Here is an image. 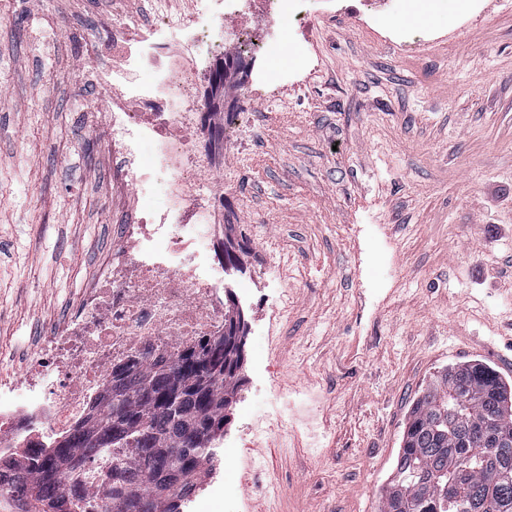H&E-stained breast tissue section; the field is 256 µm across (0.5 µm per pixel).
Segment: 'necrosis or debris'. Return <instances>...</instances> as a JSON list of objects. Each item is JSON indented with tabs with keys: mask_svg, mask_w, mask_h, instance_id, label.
Returning <instances> with one entry per match:
<instances>
[{
	"mask_svg": "<svg viewBox=\"0 0 512 512\" xmlns=\"http://www.w3.org/2000/svg\"><path fill=\"white\" fill-rule=\"evenodd\" d=\"M260 6L197 0L176 14L168 0H145L142 14L115 10L111 34L89 49L78 81L101 95L84 127L107 136L112 175L135 204L62 327L34 340L21 365L0 369V453L66 433L130 358L172 360L199 337L222 334L224 256L215 241L224 234V138L210 125L198 61L245 44L239 19ZM271 386L288 418L254 437L284 443L314 419L318 397L276 376Z\"/></svg>",
	"mask_w": 512,
	"mask_h": 512,
	"instance_id": "4bbe7bcc",
	"label": "necrosis or debris"
}]
</instances>
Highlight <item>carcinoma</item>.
Returning <instances> with one entry per match:
<instances>
[{
	"label": "carcinoma",
	"mask_w": 512,
	"mask_h": 512,
	"mask_svg": "<svg viewBox=\"0 0 512 512\" xmlns=\"http://www.w3.org/2000/svg\"><path fill=\"white\" fill-rule=\"evenodd\" d=\"M242 318L226 301L222 335L172 361H133L90 396L72 433L35 456L0 457V478L23 475L32 512H76L81 467L95 458L112 464L104 512H184L217 461L240 381ZM395 469L381 512H512V392L497 372L468 363L434 374L409 413ZM146 478L153 490L141 496Z\"/></svg>",
	"instance_id": "cac0c4a2"
}]
</instances>
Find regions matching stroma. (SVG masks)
I'll return each instance as SVG.
<instances>
[{
	"label": "stroma",
	"instance_id": "1",
	"mask_svg": "<svg viewBox=\"0 0 512 512\" xmlns=\"http://www.w3.org/2000/svg\"><path fill=\"white\" fill-rule=\"evenodd\" d=\"M305 0L301 53L233 55L224 124V278L248 323L224 439L275 419L268 365L320 390V444L246 449L247 512H380L409 412L439 369L512 386V0ZM112 0H0V362L57 324L128 207L91 164L73 85ZM297 85L241 112L258 68Z\"/></svg>",
	"mask_w": 512,
	"mask_h": 512
}]
</instances>
